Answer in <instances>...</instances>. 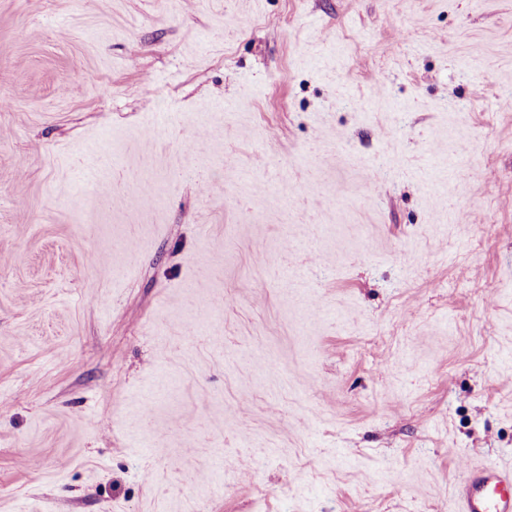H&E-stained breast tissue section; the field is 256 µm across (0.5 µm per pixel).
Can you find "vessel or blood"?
Wrapping results in <instances>:
<instances>
[{"mask_svg": "<svg viewBox=\"0 0 512 512\" xmlns=\"http://www.w3.org/2000/svg\"><path fill=\"white\" fill-rule=\"evenodd\" d=\"M456 512H512V466L482 464L455 485Z\"/></svg>", "mask_w": 512, "mask_h": 512, "instance_id": "vessel-or-blood-1", "label": "vessel or blood"}]
</instances>
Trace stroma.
Listing matches in <instances>:
<instances>
[{"mask_svg":"<svg viewBox=\"0 0 512 512\" xmlns=\"http://www.w3.org/2000/svg\"><path fill=\"white\" fill-rule=\"evenodd\" d=\"M507 461L512 0H0V512Z\"/></svg>","mask_w":512,"mask_h":512,"instance_id":"35a3bbf8","label":"stroma"}]
</instances>
